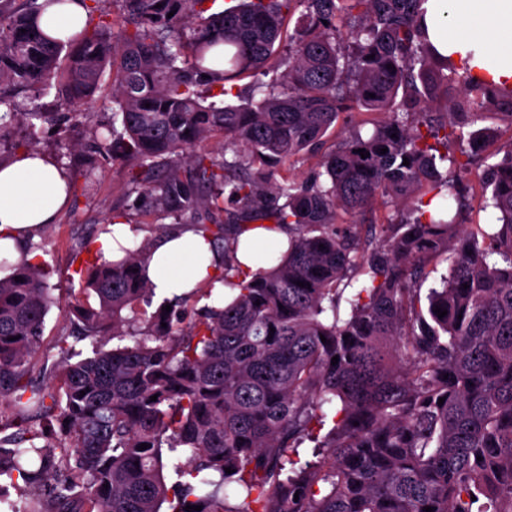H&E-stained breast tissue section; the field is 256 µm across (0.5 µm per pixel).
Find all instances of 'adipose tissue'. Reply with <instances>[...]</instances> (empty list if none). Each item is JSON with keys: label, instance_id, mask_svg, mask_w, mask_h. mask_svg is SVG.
Masks as SVG:
<instances>
[{"label": "adipose tissue", "instance_id": "1", "mask_svg": "<svg viewBox=\"0 0 512 512\" xmlns=\"http://www.w3.org/2000/svg\"><path fill=\"white\" fill-rule=\"evenodd\" d=\"M422 29L441 55L467 65L498 86H512V0H425ZM82 0L47 7L41 27L50 37L66 39L86 24ZM69 176L40 151L25 149L0 164V262H32L29 239L55 223L68 201ZM288 247L280 229L256 228L239 238L237 256L244 267H269ZM222 259L207 238L191 227L157 236L146 260V277L155 296L180 297L210 285Z\"/></svg>", "mask_w": 512, "mask_h": 512}]
</instances>
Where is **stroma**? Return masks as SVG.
<instances>
[{
    "label": "stroma",
    "mask_w": 512,
    "mask_h": 512,
    "mask_svg": "<svg viewBox=\"0 0 512 512\" xmlns=\"http://www.w3.org/2000/svg\"><path fill=\"white\" fill-rule=\"evenodd\" d=\"M112 76L103 73L93 99L85 105L86 123L68 127L65 134L53 133L52 123L18 122L0 129V161L23 149L39 150L66 170L71 182L67 207L55 224L40 231L46 242L40 260L46 261L51 274L48 284L54 295L67 298L74 287L77 262H95L96 252L75 247L87 226L101 224L113 210L126 211L134 226L149 232L159 225L175 227L194 221L191 212L172 210L159 212L138 203L137 193L131 192L126 167L114 164L109 157L96 155L94 133H107L112 128Z\"/></svg>",
    "instance_id": "1"
}]
</instances>
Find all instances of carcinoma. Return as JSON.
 <instances>
[{
  "label": "carcinoma",
  "instance_id": "1",
  "mask_svg": "<svg viewBox=\"0 0 512 512\" xmlns=\"http://www.w3.org/2000/svg\"><path fill=\"white\" fill-rule=\"evenodd\" d=\"M59 2L0 0V127L49 119L17 97L51 89L66 118L87 120L80 107L111 68L112 133L95 134L96 152L130 166L153 208L206 216L195 227L232 293L221 307H159L144 339L103 349L98 337L123 340L126 313L152 299L147 238L76 271L74 331L51 361L36 359L60 305L49 271L0 278V481L22 491L20 512H512V152L495 160L484 130L464 132L473 112L512 123V87L435 56L424 0H241L213 13L206 0H83L80 37L50 43L38 18ZM254 72L270 80L245 98L234 81ZM450 83L459 97L432 111ZM363 110L384 114L366 133ZM341 119L349 134L293 177V159ZM217 136L219 158L201 149ZM474 167L498 214L486 229L462 223L460 174ZM379 200L389 223L365 236L339 223ZM267 221L288 228V250L246 270L237 239ZM446 253L443 287L421 297ZM87 339L82 358L71 341ZM165 446L190 452L170 485ZM206 472L233 495L202 491Z\"/></svg>",
  "mask_w": 512,
  "mask_h": 512
}]
</instances>
